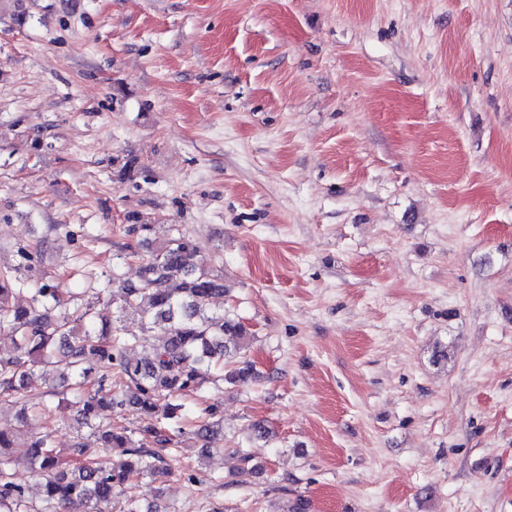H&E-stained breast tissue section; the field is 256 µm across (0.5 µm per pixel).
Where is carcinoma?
<instances>
[{"label":"carcinoma","mask_w":512,"mask_h":512,"mask_svg":"<svg viewBox=\"0 0 512 512\" xmlns=\"http://www.w3.org/2000/svg\"><path fill=\"white\" fill-rule=\"evenodd\" d=\"M177 279L178 287H171ZM27 281L26 274L0 277V331L11 333L10 345L0 343V402L11 399L26 407L33 398L35 369L63 367L74 375L77 422L89 429L94 441L81 434L64 456L48 433L21 448L13 430L0 428V512H102L100 505L112 507L116 488L171 474L167 451L175 445L183 397L207 383L236 386L261 377L246 357L254 335L239 319L216 313L224 284L203 266L196 243L177 228L142 264L139 285L112 292L121 310L136 314L146 329H165L161 343L140 355L135 353L136 339L113 333L111 321H98L88 310L76 318H50L47 306H58L60 300L47 282L35 289L32 304L15 305ZM92 362L119 369L127 379L126 389L112 390L101 383L94 393L82 394L87 364ZM127 405L139 409L143 424L130 429L104 420V412ZM222 422L218 404L202 409L195 435L205 452L211 451ZM22 463L41 479L39 507L26 496L18 474ZM119 512L165 508L127 498Z\"/></svg>","instance_id":"cac0c4a2"}]
</instances>
